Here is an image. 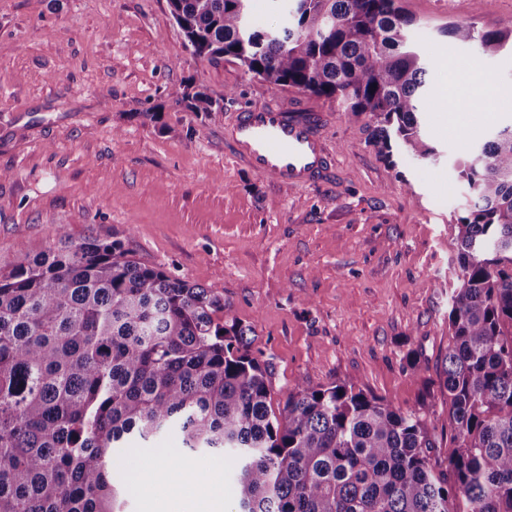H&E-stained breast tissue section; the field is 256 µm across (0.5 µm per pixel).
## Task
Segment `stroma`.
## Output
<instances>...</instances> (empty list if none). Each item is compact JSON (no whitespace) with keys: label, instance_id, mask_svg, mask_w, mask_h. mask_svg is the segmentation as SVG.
Masks as SVG:
<instances>
[{"label":"stroma","instance_id":"stroma-1","mask_svg":"<svg viewBox=\"0 0 512 512\" xmlns=\"http://www.w3.org/2000/svg\"><path fill=\"white\" fill-rule=\"evenodd\" d=\"M425 25L438 66L423 101L436 155L425 161L370 145L365 119L294 88L286 99L332 113V179L281 189L224 149L221 120L190 112L188 87L204 86L231 113L271 88L227 56L211 62L184 46L168 0H0V268L70 237L122 240L135 258L176 277L217 286L221 321L250 328L253 350L275 368L272 406L294 378L354 383L401 410L429 414L451 447L437 373L448 350V299L458 288V219L471 206L460 164L491 131L512 125V54L439 49L450 22L512 26V0H404ZM452 92L459 119L434 109ZM158 111L153 121L149 112ZM419 369H411L410 358ZM178 456L172 482L190 473L223 487L232 507V459L185 450L172 432L114 452L132 481L126 512H195L142 486L158 458Z\"/></svg>","mask_w":512,"mask_h":512}]
</instances>
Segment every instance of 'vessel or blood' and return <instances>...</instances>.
<instances>
[{
	"instance_id": "obj_1",
	"label": "vessel or blood",
	"mask_w": 512,
	"mask_h": 512,
	"mask_svg": "<svg viewBox=\"0 0 512 512\" xmlns=\"http://www.w3.org/2000/svg\"><path fill=\"white\" fill-rule=\"evenodd\" d=\"M327 112L267 99L229 115L224 146L248 170L278 187L298 188L331 178L335 157L326 138Z\"/></svg>"
}]
</instances>
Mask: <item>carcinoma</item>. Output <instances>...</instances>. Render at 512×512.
Returning a JSON list of instances; mask_svg holds the SVG:
<instances>
[{
  "label": "carcinoma",
  "mask_w": 512,
  "mask_h": 512,
  "mask_svg": "<svg viewBox=\"0 0 512 512\" xmlns=\"http://www.w3.org/2000/svg\"><path fill=\"white\" fill-rule=\"evenodd\" d=\"M249 0H168L185 48L239 60L269 87L296 88L375 124L372 146L424 160L434 62L401 0H292L288 23L251 21ZM477 57L512 51V28L450 24ZM188 108L217 119L201 88ZM476 200L458 221L461 286L450 298L441 385L453 447L436 427L352 383L294 380L279 412L250 329L219 321L224 296L139 261L120 240L64 228L0 270V512H124L112 449L176 430L191 450L238 461L233 512H512V126L463 163Z\"/></svg>",
  "instance_id": "1"
}]
</instances>
